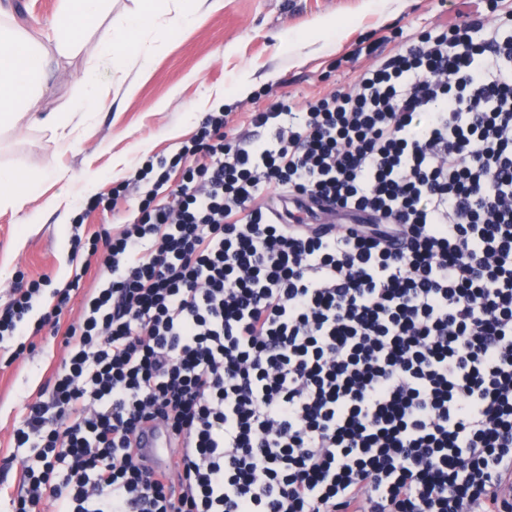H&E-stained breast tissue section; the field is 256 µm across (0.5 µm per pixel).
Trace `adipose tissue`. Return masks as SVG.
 <instances>
[{"instance_id": "1", "label": "adipose tissue", "mask_w": 512, "mask_h": 512, "mask_svg": "<svg viewBox=\"0 0 512 512\" xmlns=\"http://www.w3.org/2000/svg\"><path fill=\"white\" fill-rule=\"evenodd\" d=\"M110 0H59L51 23L34 21L23 27L10 19L0 7V128H16L27 114L31 99L46 87L54 54L67 55L81 46L84 32L78 20L111 16L113 34L99 41L95 54L98 65L87 71L80 92L71 102L68 113L47 116L43 124L50 129L67 126L77 114L97 112L106 105L98 88V70L124 72L130 59L140 57L137 35L154 25L160 15L159 0H139L133 11L110 15ZM38 186L13 168L0 167V210L25 211L38 197ZM26 213V211H25ZM38 220L37 213H26L25 223Z\"/></svg>"}]
</instances>
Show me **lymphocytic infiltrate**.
Masks as SVG:
<instances>
[{
	"mask_svg": "<svg viewBox=\"0 0 512 512\" xmlns=\"http://www.w3.org/2000/svg\"><path fill=\"white\" fill-rule=\"evenodd\" d=\"M230 123L147 157L118 231L76 215L84 264L40 319L67 355L14 430L13 512H512V11L271 102L265 139ZM288 200L337 230L286 223ZM50 282H17L0 344L34 349Z\"/></svg>",
	"mask_w": 512,
	"mask_h": 512,
	"instance_id": "lymphocytic-infiltrate-1",
	"label": "lymphocytic infiltrate"
}]
</instances>
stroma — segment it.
Listing matches in <instances>:
<instances>
[{"label":"stroma","instance_id":"obj_1","mask_svg":"<svg viewBox=\"0 0 512 512\" xmlns=\"http://www.w3.org/2000/svg\"><path fill=\"white\" fill-rule=\"evenodd\" d=\"M491 21L494 12L512 10V0H224L221 11L179 30L158 31L147 39V67L131 66L126 76L102 78L108 105L84 119L72 133L53 134L31 124L0 135V165L28 173L43 197L61 200L43 212L39 223L22 226L16 215L0 212V308L17 276L49 275L52 282L71 279L72 220L78 209L65 195L108 198L150 155L171 157L197 132L217 96L233 118L237 135L256 130L252 113L278 98L293 107L312 97L348 86L358 72L392 55L421 32L452 24L457 11ZM342 23L338 36L311 41L318 21ZM101 30H89L85 47L54 65L45 93L33 111L62 112L90 66ZM252 81L251 95L239 100L229 92ZM65 172L64 180L47 175V160ZM145 194L129 187L115 207L89 211L80 229L88 237L118 229ZM0 347V464L12 453L13 426L26 404L35 401L65 355L61 342L37 344L12 359Z\"/></svg>","mask_w":512,"mask_h":512}]
</instances>
